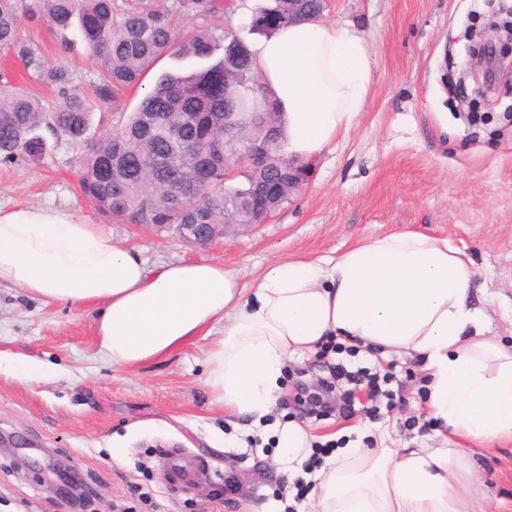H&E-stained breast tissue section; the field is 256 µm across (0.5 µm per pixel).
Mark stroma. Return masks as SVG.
Masks as SVG:
<instances>
[{"mask_svg": "<svg viewBox=\"0 0 512 512\" xmlns=\"http://www.w3.org/2000/svg\"><path fill=\"white\" fill-rule=\"evenodd\" d=\"M494 0H327L325 20L348 25L374 58L369 99L346 134L312 162L307 181L261 226L241 228L209 245L186 242L175 226L104 221L80 191L82 150L51 140L41 158L0 163V208H40L88 224L106 223L113 239L136 247L148 267L210 261L239 272L253 286L280 257L335 256L365 237L419 231L448 239L475 262L479 282L495 299L492 332L512 344V81L475 94L459 85L466 67L465 31L484 32ZM22 35L49 61L62 63L74 85L92 96L101 64L82 45L62 51L47 23ZM195 59L161 57L141 87L118 105L94 104L90 134L113 132L166 72L200 68ZM98 306L43 303L0 287V360L33 359L54 366L38 382L0 371V436L47 448L93 489L96 512H247L275 507L295 480L277 470L273 445L243 437L226 448L224 405L207 388L210 337L197 336L134 366L98 353ZM392 402L370 415L300 414L289 397L325 371L289 364L278 414L307 424L315 446L375 447L381 430L397 444L431 447L441 423L431 420L428 374L390 359ZM192 462L199 480L170 475ZM475 494L483 512H512V442L474 458ZM51 470L23 468L0 450V512H71Z\"/></svg>", "mask_w": 512, "mask_h": 512, "instance_id": "35a3bbf8", "label": "stroma"}]
</instances>
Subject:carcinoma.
Returning <instances> with one entry per match:
<instances>
[{
    "label": "carcinoma",
    "mask_w": 512,
    "mask_h": 512,
    "mask_svg": "<svg viewBox=\"0 0 512 512\" xmlns=\"http://www.w3.org/2000/svg\"><path fill=\"white\" fill-rule=\"evenodd\" d=\"M322 0H301L298 15L288 17V0H268L251 18L250 31L269 35L292 20L318 15ZM235 0H0V49L19 60L42 85L57 92L46 105L14 89L0 76V161L37 158L48 147L42 134L82 144L79 187L109 220L132 224H196L201 236L208 224L233 216L248 183L224 182V113H236L234 131L246 133L265 112L276 111L262 94L252 51L244 40L228 37L220 26L180 36L174 17L205 20L235 14ZM47 22L70 50L73 32L88 56L101 61L100 101L141 85L148 68L165 54L195 58L222 56L188 75H165L143 96L112 137L92 142L88 131L93 106L73 85L68 70L49 63L21 36L24 22ZM182 126L174 145L168 130ZM288 158L275 146L260 174L245 176L267 183L257 207L273 212L288 199Z\"/></svg>",
    "instance_id": "obj_1"
}]
</instances>
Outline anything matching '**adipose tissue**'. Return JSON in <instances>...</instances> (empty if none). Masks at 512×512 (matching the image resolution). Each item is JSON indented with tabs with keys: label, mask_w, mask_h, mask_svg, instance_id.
<instances>
[{
	"label": "adipose tissue",
	"mask_w": 512,
	"mask_h": 512,
	"mask_svg": "<svg viewBox=\"0 0 512 512\" xmlns=\"http://www.w3.org/2000/svg\"><path fill=\"white\" fill-rule=\"evenodd\" d=\"M252 51L294 160L318 157L368 101L374 59L350 27L298 20ZM477 277L448 239L408 231L370 236L337 256L276 260L247 288L219 263L147 268L101 224L0 209V286L46 302L101 304L98 347L112 365L164 355L223 323L205 383L234 428L274 439L279 469L311 483L313 512H474L462 449L398 448L386 434L377 448H341L347 466L330 458L307 472L313 434L274 412L289 362L336 336L384 360L423 361L430 407L453 435L512 441V346L491 336L488 304L474 303Z\"/></svg>",
	"instance_id": "ef3b65f1"
}]
</instances>
